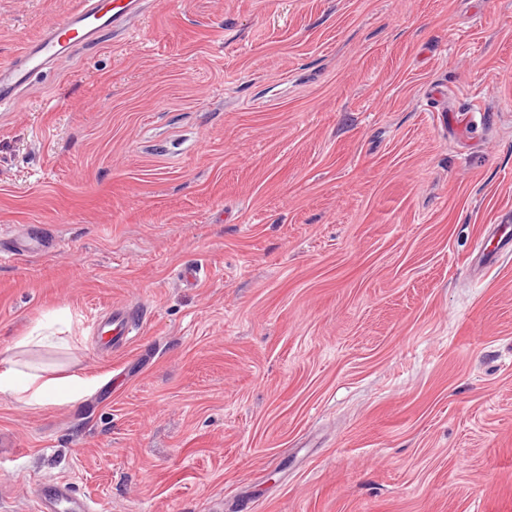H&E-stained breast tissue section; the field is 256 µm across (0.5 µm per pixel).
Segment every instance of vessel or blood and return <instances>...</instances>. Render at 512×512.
I'll return each mask as SVG.
<instances>
[{
	"mask_svg": "<svg viewBox=\"0 0 512 512\" xmlns=\"http://www.w3.org/2000/svg\"><path fill=\"white\" fill-rule=\"evenodd\" d=\"M144 4L145 0H81L79 8L56 18L12 62L0 65V105H21L23 89L47 66L77 46L94 43L102 31L126 29L141 16ZM511 256L512 221L505 219L489 226L486 238L471 248L468 259L479 271L490 258ZM33 496L35 512H90L67 483L52 477L41 479Z\"/></svg>",
	"mask_w": 512,
	"mask_h": 512,
	"instance_id": "1",
	"label": "vessel or blood"
}]
</instances>
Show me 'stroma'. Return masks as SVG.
<instances>
[{"label": "stroma", "instance_id": "obj_1", "mask_svg": "<svg viewBox=\"0 0 512 512\" xmlns=\"http://www.w3.org/2000/svg\"><path fill=\"white\" fill-rule=\"evenodd\" d=\"M80 2L0 0V64ZM145 7L0 107V360L53 321L93 383L0 393V512H512V0ZM503 218L500 224H491L486 238L476 243L468 254L475 271L482 270L492 257L512 256V223ZM33 496L34 510L37 512L91 511L88 503L75 495L69 484L52 477L41 479L34 487Z\"/></svg>", "mask_w": 512, "mask_h": 512}]
</instances>
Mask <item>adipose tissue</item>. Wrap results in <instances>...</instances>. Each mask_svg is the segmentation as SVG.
Wrapping results in <instances>:
<instances>
[{"mask_svg":"<svg viewBox=\"0 0 512 512\" xmlns=\"http://www.w3.org/2000/svg\"><path fill=\"white\" fill-rule=\"evenodd\" d=\"M86 386V380L81 377L58 375L51 370L25 371L11 359L0 368V393L28 405H57L72 401Z\"/></svg>","mask_w":512,"mask_h":512,"instance_id":"ef3b65f1","label":"adipose tissue"}]
</instances>
